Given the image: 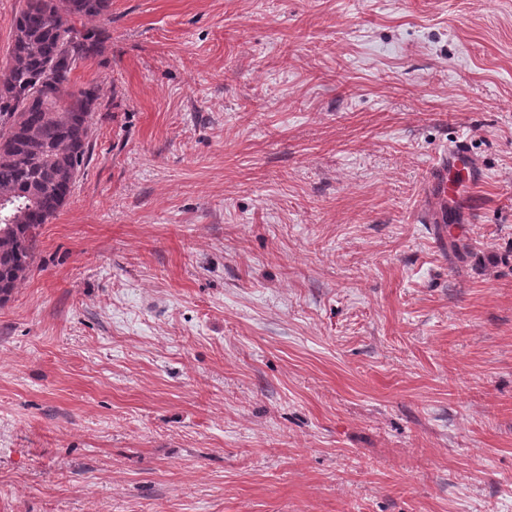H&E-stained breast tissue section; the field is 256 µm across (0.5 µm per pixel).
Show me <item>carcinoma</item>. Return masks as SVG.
<instances>
[{"label":"carcinoma","instance_id":"obj_1","mask_svg":"<svg viewBox=\"0 0 512 512\" xmlns=\"http://www.w3.org/2000/svg\"><path fill=\"white\" fill-rule=\"evenodd\" d=\"M112 0H25L0 69V304L31 271L41 225L66 203L90 149L102 88L79 84L81 62L102 56Z\"/></svg>","mask_w":512,"mask_h":512}]
</instances>
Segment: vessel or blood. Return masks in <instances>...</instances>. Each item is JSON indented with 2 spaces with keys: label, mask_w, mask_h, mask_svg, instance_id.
Masks as SVG:
<instances>
[{
  "label": "vessel or blood",
  "mask_w": 512,
  "mask_h": 512,
  "mask_svg": "<svg viewBox=\"0 0 512 512\" xmlns=\"http://www.w3.org/2000/svg\"><path fill=\"white\" fill-rule=\"evenodd\" d=\"M483 173L477 159L462 143H455L436 157L425 184L423 219L429 224H444L449 211L460 221H468L470 193Z\"/></svg>",
  "instance_id": "1"
}]
</instances>
